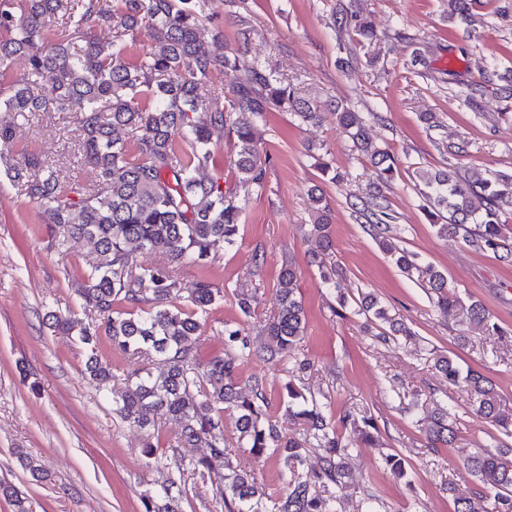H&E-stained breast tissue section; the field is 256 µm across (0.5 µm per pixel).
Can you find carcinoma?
Segmentation results:
<instances>
[{
  "label": "carcinoma",
  "instance_id": "carcinoma-1",
  "mask_svg": "<svg viewBox=\"0 0 512 512\" xmlns=\"http://www.w3.org/2000/svg\"><path fill=\"white\" fill-rule=\"evenodd\" d=\"M206 0H3L0 3V66L13 57L23 60L19 77L0 89V109L19 117L26 112H75L76 147L82 163L96 172L93 191L75 179L60 177L36 152L14 159L13 125L0 122V164L18 192L43 210L48 226L47 248L67 256L78 244L86 247L87 273L71 279L80 305L94 314L90 321L50 313L48 326L76 336L90 350L85 377L109 386L112 412L140 430L147 464L159 460L154 440L166 422L178 425L169 440L177 469L188 468L202 483L211 484L226 512H338L337 492L348 479L347 459L358 447L379 436L373 418L345 411L338 420L325 412L327 404L306 396L293 381L285 390L288 417L302 426V436L283 433L267 413L265 379L248 378L250 394L240 387L241 365L259 357L272 365L290 358L293 370L303 372L309 362L298 356L306 329V312L299 295L297 269L285 260L278 278V303L266 320V342L256 350L239 323L224 324V352L201 355L209 311L224 290L199 279L188 290L193 311L174 302L182 296L175 266L208 260L216 243L236 244L241 207L224 191L219 179L208 175L216 158L214 145L224 134L236 137L233 160L240 183L263 192L267 160L258 135L267 114L287 109L303 123H317L323 110L333 112L336 125L355 151L366 157L376 180L366 195L351 204L365 219V228L404 272L425 274L427 293L437 310L450 316L466 313L467 325L488 335L501 333L488 309L479 301L465 303L448 286L446 275L433 266L421 267L415 254L393 242L391 214L383 188L397 173V162L369 137L361 113L334 104L306 99L272 68L256 63L244 82L232 84L230 95L212 88L210 74L223 68L238 70V60L212 53L200 39L199 24ZM476 0H448V22L471 25ZM58 21L67 34L45 42L47 24ZM340 28H353L366 42L376 39L369 21L351 9L336 11ZM146 28L154 49L136 62L125 59L126 42ZM112 30V41L98 33ZM123 131L128 141L115 136ZM426 191L424 211L441 236L457 237L476 251H491L512 263V241L505 236L501 216L512 214V174H487L472 169L460 175L448 169L419 173ZM314 221L307 264L317 268L323 283L336 285L339 268L332 262L334 242L330 208L322 189H310ZM150 251L163 259L148 266L137 252ZM253 283L236 287L243 317L252 315ZM125 302L137 313L118 311ZM366 322L386 325L378 338L412 336L401 320L390 315L375 295L357 304ZM108 339L141 367L117 377L97 354ZM434 368L450 386L465 384L473 395L472 411L494 423L503 438L492 449L480 448L467 458L482 490L453 496L454 512H488V499L499 512H512V413L501 410L492 381L477 370L462 371L450 356L435 359ZM237 413L236 443L224 437V410ZM456 415L440 410L426 432L428 447L450 446L456 438ZM324 449L322 464L302 479L298 466L305 445ZM206 449L184 461L179 448ZM246 448L256 457L273 448L282 465L285 493L273 498L251 473L237 468L231 447ZM398 479L407 475L399 454L384 457ZM0 497L29 512L17 488L0 483ZM142 512H181L171 498L142 497Z\"/></svg>",
  "mask_w": 512,
  "mask_h": 512
}]
</instances>
